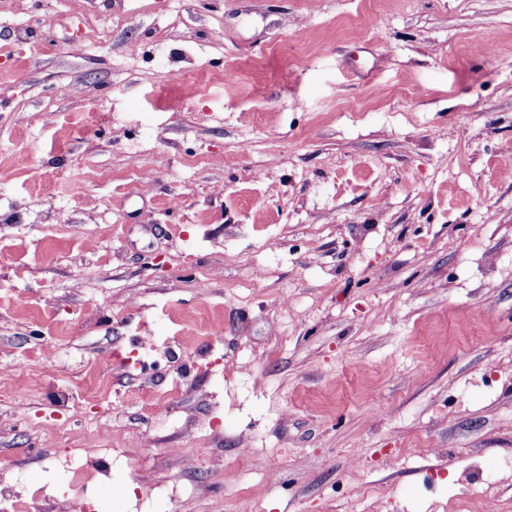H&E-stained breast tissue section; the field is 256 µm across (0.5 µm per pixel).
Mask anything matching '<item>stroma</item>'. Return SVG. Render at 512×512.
<instances>
[{
  "label": "stroma",
  "instance_id": "stroma-1",
  "mask_svg": "<svg viewBox=\"0 0 512 512\" xmlns=\"http://www.w3.org/2000/svg\"><path fill=\"white\" fill-rule=\"evenodd\" d=\"M511 151L512 0H0L18 499L512 512Z\"/></svg>",
  "mask_w": 512,
  "mask_h": 512
}]
</instances>
